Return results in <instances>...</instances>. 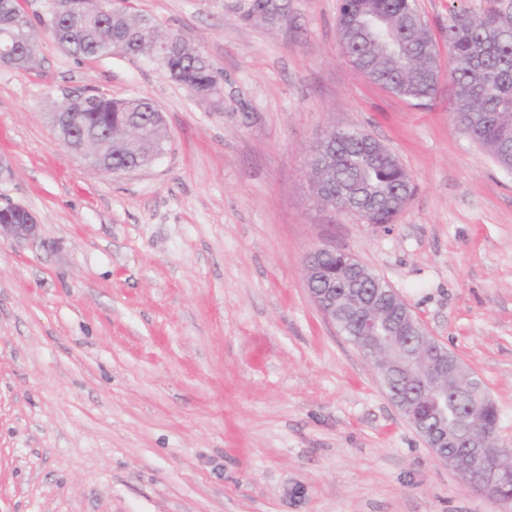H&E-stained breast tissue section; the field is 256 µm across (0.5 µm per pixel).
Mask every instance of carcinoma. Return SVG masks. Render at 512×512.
<instances>
[{"mask_svg":"<svg viewBox=\"0 0 512 512\" xmlns=\"http://www.w3.org/2000/svg\"><path fill=\"white\" fill-rule=\"evenodd\" d=\"M245 23L261 21L286 26L288 0H238L235 8ZM415 0H340L337 37L343 55L372 82L394 95L421 105L432 98L437 85L432 74L440 61L426 23H412ZM51 33L62 49L76 59H88L119 50L150 58L156 43L172 45L162 71L193 94L204 97L223 80L209 58L187 46L180 34H160L143 24L130 0H116L102 18L75 12L70 0H59L57 15L50 17ZM14 37L22 52L9 59L16 67L32 63L36 32L25 14L23 0H0V40ZM451 112L455 122L503 170L512 172V10L494 8L481 14L452 10L446 33ZM74 113L62 122L60 138L76 145L81 137L103 136L104 171L119 174L147 159L142 140L132 128L152 133L159 146L168 139L166 126H157L156 108L144 98H112L91 93L66 108ZM308 175L319 202L338 211L368 212L371 224H392L399 205L414 196L416 187L399 159L379 141L350 130L319 141L308 160ZM336 322L356 343L357 322L363 312L352 306L354 293L336 282ZM448 425L464 419L501 464L512 470V451L495 443L498 410L484 395L480 380L459 376L448 380Z\"/></svg>","mask_w":512,"mask_h":512,"instance_id":"obj_1","label":"carcinoma"}]
</instances>
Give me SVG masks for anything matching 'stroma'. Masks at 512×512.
I'll return each instance as SVG.
<instances>
[{"label":"stroma","instance_id":"stroma-1","mask_svg":"<svg viewBox=\"0 0 512 512\" xmlns=\"http://www.w3.org/2000/svg\"><path fill=\"white\" fill-rule=\"evenodd\" d=\"M417 0L438 49L451 6ZM224 75L204 99L118 51L65 53L26 0L33 68L0 64V206L38 239L0 241V512H497L405 421L311 298L318 247L385 280L482 379L512 448V173L453 120L343 56L338 0L285 27L221 0H133ZM145 97L166 152L115 177L58 138L65 98ZM332 128L387 145L417 186L393 224L317 205L307 157Z\"/></svg>","mask_w":512,"mask_h":512}]
</instances>
